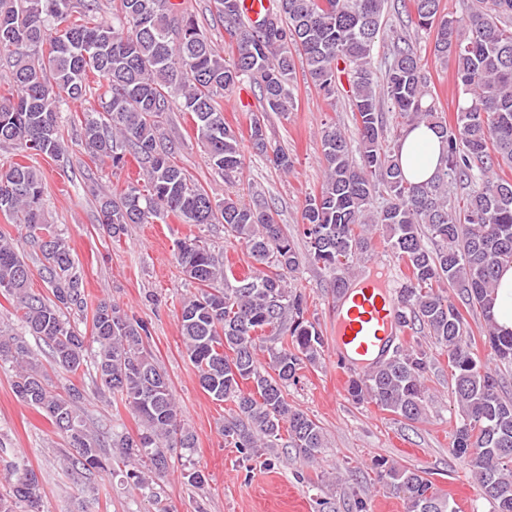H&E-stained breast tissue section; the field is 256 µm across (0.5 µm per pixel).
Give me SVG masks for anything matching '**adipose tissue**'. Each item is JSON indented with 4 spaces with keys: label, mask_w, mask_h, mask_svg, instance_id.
Segmentation results:
<instances>
[{
    "label": "adipose tissue",
    "mask_w": 512,
    "mask_h": 512,
    "mask_svg": "<svg viewBox=\"0 0 512 512\" xmlns=\"http://www.w3.org/2000/svg\"><path fill=\"white\" fill-rule=\"evenodd\" d=\"M397 153L406 179L421 183L434 177L441 167L444 146L433 129L422 125L404 133Z\"/></svg>",
    "instance_id": "adipose-tissue-1"
}]
</instances>
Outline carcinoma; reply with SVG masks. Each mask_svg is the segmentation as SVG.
I'll return each instance as SVG.
<instances>
[{"mask_svg": "<svg viewBox=\"0 0 512 512\" xmlns=\"http://www.w3.org/2000/svg\"><path fill=\"white\" fill-rule=\"evenodd\" d=\"M224 28L236 39V58L224 55L191 16L172 0H119L112 22L98 17V0H0V59L12 69L15 92L0 94V146L58 158L64 151L61 103L81 101L89 76L105 82L102 116L85 119L83 138L95 158L118 168L128 154L141 159L144 185L130 182L120 194L99 199L101 223L118 238L129 224L175 216L186 224H222L245 244L256 271L244 278L220 265L210 246L193 237L176 245L182 273L199 288L181 307L183 346L201 387L234 409L224 418V441L245 458L281 446L308 460L325 446L322 428L288 402L285 389L300 371L316 365L324 336L305 317L304 295L288 285L303 262L320 264L340 295L350 288L353 263L372 248L368 225L381 231L394 257L410 271L398 298L399 321L426 332L448 356L459 427L455 454L496 512H512V400L502 396L489 362L471 351L466 318L454 298L481 313L490 362L512 365V332H499L492 315L498 273L512 264V181L497 169L512 168V0H474L466 18L440 10V0H413L415 31L435 34L434 56L452 62L463 94L454 125L440 115L410 33L392 37L382 80L373 70L386 0H271L259 22L248 20L239 0H214ZM298 53L315 86L332 97L346 78L357 131L358 155L334 123L321 132L325 176L306 199L301 254L262 200L214 201L175 162L179 147L162 125L181 99L211 167L229 177L244 166L241 136L224 121L217 98L248 82L271 112L294 103ZM401 121L387 136L381 110ZM425 124L446 144L444 166L431 180L412 184L397 157L406 128ZM253 151L274 167L291 169L288 154L269 150L263 125H250ZM466 190L463 206L454 190ZM42 175L14 163L0 172V213L26 228V243L42 256L41 277L51 296L28 288L31 270L23 246L0 232V295L12 300L29 335L49 348L53 364L70 375L94 372L140 419L134 434L110 440L86 427L78 413L84 398L75 384H57L23 337L0 330V362L15 369L12 387L41 410L73 448L69 469L80 475L104 470L101 450L117 448L128 463L142 461L159 477L169 469L167 449L196 447L179 417L169 378L144 351L147 327L111 300L92 313V342L71 323L85 312L83 275L70 248L43 210ZM378 196L385 204L374 207ZM436 248L431 250L427 242ZM453 294L447 295L444 289ZM270 342L269 369L257 352ZM429 368L422 348L398 347L381 364L348 382L357 403H373L404 421L425 411ZM382 488L403 497L407 512H455L426 472L384 467ZM37 475L29 471L0 493V512H42Z\"/></svg>", "mask_w": 512, "mask_h": 512, "instance_id": "carcinoma-1", "label": "carcinoma"}]
</instances>
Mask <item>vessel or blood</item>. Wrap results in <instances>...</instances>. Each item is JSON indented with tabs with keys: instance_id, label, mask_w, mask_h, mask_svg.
I'll list each match as a JSON object with an SVG mask.
<instances>
[{
	"instance_id": "b4317fda",
	"label": "vessel or blood",
	"mask_w": 512,
	"mask_h": 512,
	"mask_svg": "<svg viewBox=\"0 0 512 512\" xmlns=\"http://www.w3.org/2000/svg\"><path fill=\"white\" fill-rule=\"evenodd\" d=\"M379 265V260H367L354 288L336 300V348L348 353L363 371L402 334L396 320L394 283L377 281L371 275Z\"/></svg>"
}]
</instances>
